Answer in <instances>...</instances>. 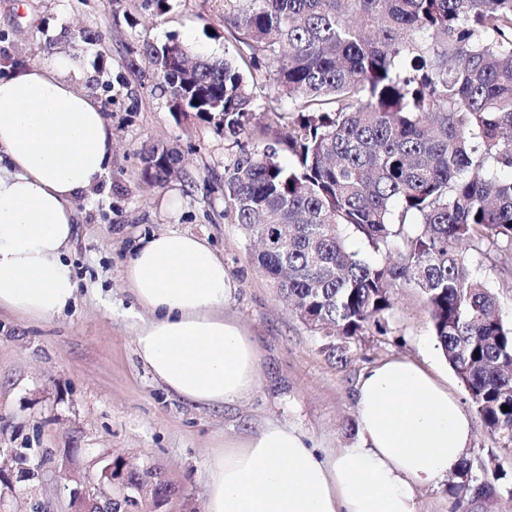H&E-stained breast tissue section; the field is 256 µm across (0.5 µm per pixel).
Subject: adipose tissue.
I'll use <instances>...</instances> for the list:
<instances>
[{
	"label": "adipose tissue",
	"mask_w": 512,
	"mask_h": 512,
	"mask_svg": "<svg viewBox=\"0 0 512 512\" xmlns=\"http://www.w3.org/2000/svg\"><path fill=\"white\" fill-rule=\"evenodd\" d=\"M81 76L63 53L0 74V308L34 321L75 299L64 260L74 203L101 186L112 162V130L100 103L77 89ZM122 277L147 314L134 327L135 352L170 394L225 405L257 387L260 351L225 318L233 282L204 239L154 234ZM356 400L361 444L328 456L285 425L225 438L205 512H419L420 490L460 470L468 415L446 382L405 357L368 369Z\"/></svg>",
	"instance_id": "adipose-tissue-1"
}]
</instances>
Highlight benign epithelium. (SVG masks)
Returning a JSON list of instances; mask_svg holds the SVG:
<instances>
[{
  "instance_id": "obj_1",
  "label": "benign epithelium",
  "mask_w": 512,
  "mask_h": 512,
  "mask_svg": "<svg viewBox=\"0 0 512 512\" xmlns=\"http://www.w3.org/2000/svg\"><path fill=\"white\" fill-rule=\"evenodd\" d=\"M98 460H93L86 472L78 479V487L72 492L71 512H140V499L146 493L152 495L157 506H162L169 495L168 485L163 477L149 469L137 483L129 481L131 470L118 460H107L99 470ZM33 470L42 478L39 468L26 463L17 464L5 472L0 469V483L14 489V481H28V471Z\"/></svg>"
}]
</instances>
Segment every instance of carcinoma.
Segmentation results:
<instances>
[{
  "mask_svg": "<svg viewBox=\"0 0 512 512\" xmlns=\"http://www.w3.org/2000/svg\"><path fill=\"white\" fill-rule=\"evenodd\" d=\"M224 34L232 61L191 60L173 40L149 54L173 111L232 136L280 116L255 89L288 101V130L260 126L272 143L224 170L254 263L342 360L385 331L398 289L417 290L485 428L512 449V322L472 270L512 254V0H224ZM467 484L493 495L465 464L450 496Z\"/></svg>",
  "mask_w": 512,
  "mask_h": 512,
  "instance_id": "obj_1",
  "label": "carcinoma"
}]
</instances>
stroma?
Here are the masks:
<instances>
[{
    "label": "stroma",
    "mask_w": 512,
    "mask_h": 512,
    "mask_svg": "<svg viewBox=\"0 0 512 512\" xmlns=\"http://www.w3.org/2000/svg\"><path fill=\"white\" fill-rule=\"evenodd\" d=\"M168 4L160 13L153 0H0V67L52 51L75 57L85 74L79 86L100 102L114 141L101 189L74 205L65 259L78 282L75 304L48 322L0 310V463L12 448H46L58 460L45 466L36 491L8 495L9 512H30L36 500L50 512H70L73 482L60 462L71 453L81 469L92 456L154 468L171 489L161 512H203L211 458L225 437L279 423L298 428L322 454L359 445L355 388L393 356L424 363L447 381L472 421L466 460L511 485L512 450L500 448L477 416L418 292L399 289L385 333L370 331L343 363L253 263L239 225L224 215V168L241 145L260 147L267 138L244 142L171 111L149 45L175 40L220 60L234 49L224 39L221 0ZM162 151L179 161L157 182L148 158ZM167 229L201 237L223 257L235 285L224 313L247 327L261 352L258 386L233 404L172 398L135 355V306L122 268L144 239Z\"/></svg>",
    "instance_id": "obj_1"
}]
</instances>
